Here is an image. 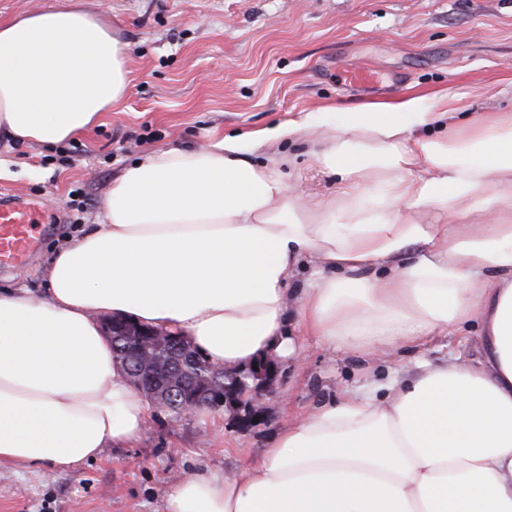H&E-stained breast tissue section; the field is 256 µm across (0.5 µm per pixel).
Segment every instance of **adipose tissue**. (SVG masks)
I'll list each match as a JSON object with an SVG mask.
<instances>
[{"label":"adipose tissue","mask_w":512,"mask_h":512,"mask_svg":"<svg viewBox=\"0 0 512 512\" xmlns=\"http://www.w3.org/2000/svg\"><path fill=\"white\" fill-rule=\"evenodd\" d=\"M129 81L119 30L80 6L0 20V141L85 133ZM463 100L447 87L278 128L346 184L313 205L287 155L250 159L262 132L126 166L42 293L0 292V464L64 471L141 439L113 316L227 367L300 361L303 336L380 358L472 322L476 355L319 404L234 478L178 482L167 512H512V112L468 117Z\"/></svg>","instance_id":"1"}]
</instances>
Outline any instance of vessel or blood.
I'll return each mask as SVG.
<instances>
[{"label": "vessel or blood", "mask_w": 512, "mask_h": 512, "mask_svg": "<svg viewBox=\"0 0 512 512\" xmlns=\"http://www.w3.org/2000/svg\"><path fill=\"white\" fill-rule=\"evenodd\" d=\"M39 207L32 202L0 206V266L27 261L38 243Z\"/></svg>", "instance_id": "b4317fda"}]
</instances>
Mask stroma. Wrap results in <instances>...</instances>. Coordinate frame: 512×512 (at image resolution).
I'll use <instances>...</instances> for the list:
<instances>
[{
  "mask_svg": "<svg viewBox=\"0 0 512 512\" xmlns=\"http://www.w3.org/2000/svg\"><path fill=\"white\" fill-rule=\"evenodd\" d=\"M71 3L120 30L130 83L88 133L53 147L0 141V193L61 217L31 260L0 270V290L40 293L52 247L97 223L112 181L148 152L448 85L465 93L472 115L512 110V0H0V19ZM363 66L379 84H345L346 71ZM275 152L287 154L284 178L306 200L339 192V178L302 142L273 140L253 158ZM479 346L451 333L374 359L305 337L303 363L285 364L259 421L244 427L211 409L177 420L149 409L138 444L104 449L96 461L65 472L0 464V512H166L175 478L253 465L314 405Z\"/></svg>",
  "mask_w": 512,
  "mask_h": 512,
  "instance_id": "stroma-1",
  "label": "stroma"
}]
</instances>
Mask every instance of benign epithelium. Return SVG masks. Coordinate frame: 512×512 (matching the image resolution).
Listing matches in <instances>:
<instances>
[{
    "instance_id": "7a95c632",
    "label": "benign epithelium",
    "mask_w": 512,
    "mask_h": 512,
    "mask_svg": "<svg viewBox=\"0 0 512 512\" xmlns=\"http://www.w3.org/2000/svg\"><path fill=\"white\" fill-rule=\"evenodd\" d=\"M134 388L158 409L181 400L178 417L188 418L201 407L228 412L247 425L263 412V400L275 394L280 361L273 353L259 356L244 368L203 363L191 342L156 328L123 319L104 323Z\"/></svg>"
}]
</instances>
